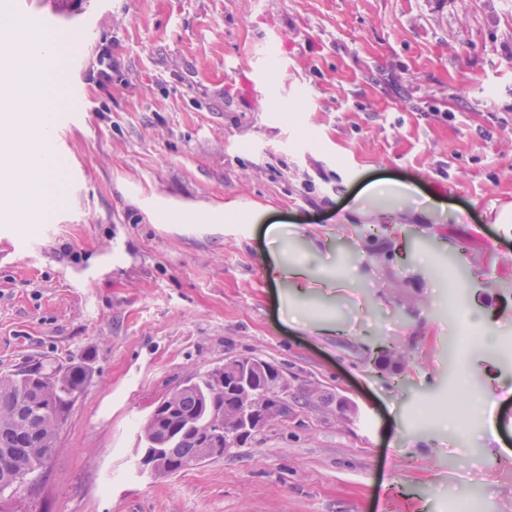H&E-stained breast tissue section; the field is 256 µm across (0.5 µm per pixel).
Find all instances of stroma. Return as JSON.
<instances>
[{
  "label": "stroma",
  "mask_w": 512,
  "mask_h": 512,
  "mask_svg": "<svg viewBox=\"0 0 512 512\" xmlns=\"http://www.w3.org/2000/svg\"><path fill=\"white\" fill-rule=\"evenodd\" d=\"M8 3L84 42L56 117L71 196L37 227L0 222V374L89 377L50 461L0 500L512 512V0ZM268 34L284 63L251 91ZM379 180L415 191L365 198ZM276 257L307 268L302 291ZM240 354L281 366L287 419L141 471L155 403Z\"/></svg>",
  "instance_id": "stroma-1"
}]
</instances>
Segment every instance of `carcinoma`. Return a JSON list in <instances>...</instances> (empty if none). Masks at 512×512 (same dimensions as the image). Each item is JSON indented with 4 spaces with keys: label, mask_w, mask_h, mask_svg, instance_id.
Listing matches in <instances>:
<instances>
[{
    "label": "carcinoma",
    "mask_w": 512,
    "mask_h": 512,
    "mask_svg": "<svg viewBox=\"0 0 512 512\" xmlns=\"http://www.w3.org/2000/svg\"><path fill=\"white\" fill-rule=\"evenodd\" d=\"M85 366L60 367L37 363L14 374L0 376V448H20L13 469L0 473V493L20 486L43 467L47 450L57 443L60 416L83 392ZM286 381L282 369L267 360L239 355L213 368L196 381L179 386L161 399L140 432L141 457L163 465L176 463L187 470L208 435L228 439L237 448L251 444L273 420L288 416V396L277 388ZM273 405L266 418L255 417L248 396Z\"/></svg>",
    "instance_id": "cac0c4a2"
}]
</instances>
